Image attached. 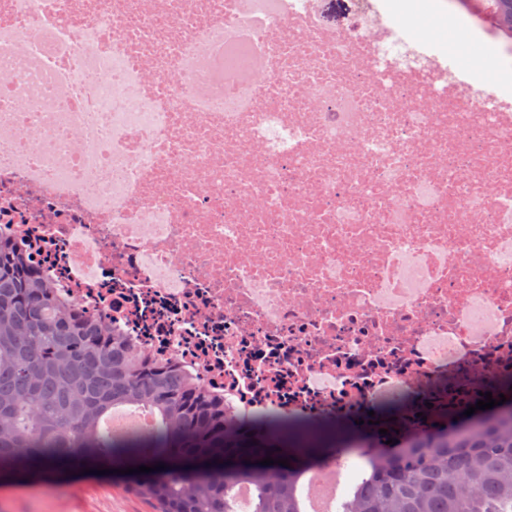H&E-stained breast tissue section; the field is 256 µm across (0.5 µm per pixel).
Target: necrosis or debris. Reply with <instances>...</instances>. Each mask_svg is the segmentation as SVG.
<instances>
[{
    "mask_svg": "<svg viewBox=\"0 0 512 512\" xmlns=\"http://www.w3.org/2000/svg\"><path fill=\"white\" fill-rule=\"evenodd\" d=\"M359 2L0 0V238L287 445L512 384V104ZM356 7V0H325V18L340 28L348 22Z\"/></svg>",
    "mask_w": 512,
    "mask_h": 512,
    "instance_id": "1",
    "label": "necrosis or debris"
}]
</instances>
